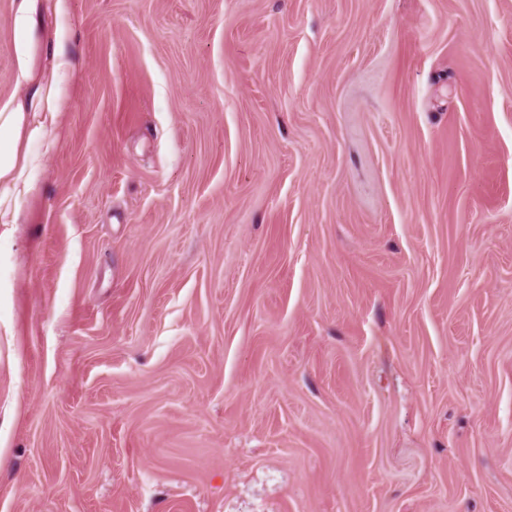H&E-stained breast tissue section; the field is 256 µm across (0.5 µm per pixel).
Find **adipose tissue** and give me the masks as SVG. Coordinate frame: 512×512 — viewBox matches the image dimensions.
<instances>
[{
	"label": "adipose tissue",
	"instance_id": "obj_1",
	"mask_svg": "<svg viewBox=\"0 0 512 512\" xmlns=\"http://www.w3.org/2000/svg\"><path fill=\"white\" fill-rule=\"evenodd\" d=\"M11 24L17 90L0 102V224L21 223L76 77L70 0H12Z\"/></svg>",
	"mask_w": 512,
	"mask_h": 512
}]
</instances>
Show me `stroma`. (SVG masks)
<instances>
[{
    "label": "stroma",
    "instance_id": "35a3bbf8",
    "mask_svg": "<svg viewBox=\"0 0 512 512\" xmlns=\"http://www.w3.org/2000/svg\"><path fill=\"white\" fill-rule=\"evenodd\" d=\"M71 9L0 512H512V0Z\"/></svg>",
    "mask_w": 512,
    "mask_h": 512
}]
</instances>
